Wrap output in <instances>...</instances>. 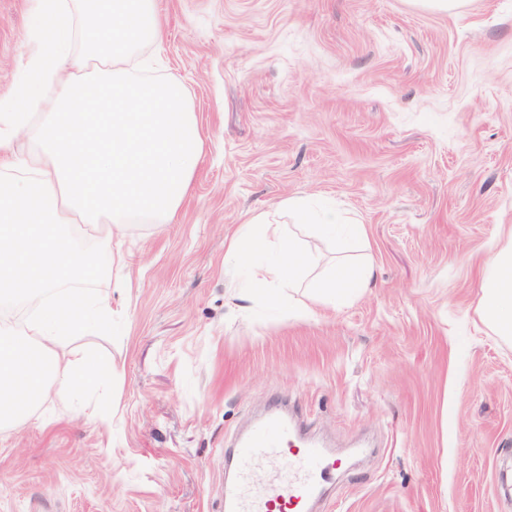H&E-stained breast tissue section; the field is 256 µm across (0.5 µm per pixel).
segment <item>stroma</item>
<instances>
[{"label":"stroma","instance_id":"1","mask_svg":"<svg viewBox=\"0 0 512 512\" xmlns=\"http://www.w3.org/2000/svg\"><path fill=\"white\" fill-rule=\"evenodd\" d=\"M141 56L180 81L203 134L168 224L127 225L123 321L101 350L113 408L50 395L0 432V512H224V456L272 407L346 459L314 512H512V342L477 314L481 262L512 228V0H160ZM0 0V95L29 51ZM288 197L367 238L319 266L370 267L344 306L240 298L224 242Z\"/></svg>","mask_w":512,"mask_h":512}]
</instances>
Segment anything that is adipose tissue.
<instances>
[{
    "label": "adipose tissue",
    "instance_id": "1",
    "mask_svg": "<svg viewBox=\"0 0 512 512\" xmlns=\"http://www.w3.org/2000/svg\"><path fill=\"white\" fill-rule=\"evenodd\" d=\"M247 226L259 229V242L277 249L276 259L250 268L260 284L305 289L313 300H349L365 294L373 284L367 268L340 267L317 272V261L309 240L334 243L347 249L363 240L365 229L330 208L314 212L296 197L274 208L254 212ZM482 321L502 339L512 340V232L500 241L488 257L481 286Z\"/></svg>",
    "mask_w": 512,
    "mask_h": 512
}]
</instances>
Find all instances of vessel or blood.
Masks as SVG:
<instances>
[{
  "label": "vessel or blood",
  "mask_w": 512,
  "mask_h": 512,
  "mask_svg": "<svg viewBox=\"0 0 512 512\" xmlns=\"http://www.w3.org/2000/svg\"><path fill=\"white\" fill-rule=\"evenodd\" d=\"M300 433L287 414L270 413L259 418L237 443L231 457L233 473L224 482V512H241L242 489L250 479V466L263 458L271 464L287 461L288 474L274 475L251 502V512H308L309 505L327 475L340 467L314 443L294 447Z\"/></svg>",
  "instance_id": "1"
}]
</instances>
